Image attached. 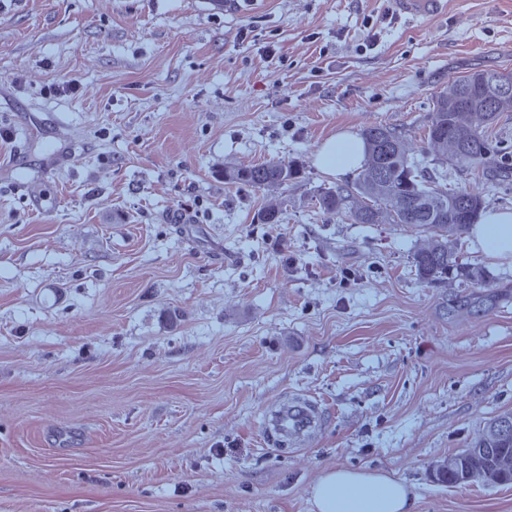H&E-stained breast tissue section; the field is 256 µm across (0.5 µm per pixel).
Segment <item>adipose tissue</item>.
I'll return each instance as SVG.
<instances>
[{
	"label": "adipose tissue",
	"mask_w": 512,
	"mask_h": 512,
	"mask_svg": "<svg viewBox=\"0 0 512 512\" xmlns=\"http://www.w3.org/2000/svg\"><path fill=\"white\" fill-rule=\"evenodd\" d=\"M359 138L338 133L326 139L317 162L332 174L360 167ZM470 234L492 261L512 263V212L489 210ZM316 512H413L414 497L402 482L385 474L336 468L319 476L311 488Z\"/></svg>",
	"instance_id": "1"
}]
</instances>
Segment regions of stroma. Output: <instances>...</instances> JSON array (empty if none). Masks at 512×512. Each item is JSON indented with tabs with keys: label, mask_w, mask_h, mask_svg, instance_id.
Here are the masks:
<instances>
[{
	"label": "stroma",
	"mask_w": 512,
	"mask_h": 512,
	"mask_svg": "<svg viewBox=\"0 0 512 512\" xmlns=\"http://www.w3.org/2000/svg\"><path fill=\"white\" fill-rule=\"evenodd\" d=\"M447 2L0 0V512H315L338 467L414 512H512V488L431 477L512 412V299L448 317L422 232L298 204L340 181L330 135L419 152L436 92L512 69V0ZM272 158L305 177L260 224L268 192L224 169ZM302 398L320 429L271 442ZM446 0H392L395 8L410 18H430L439 14Z\"/></svg>",
	"instance_id": "1"
}]
</instances>
